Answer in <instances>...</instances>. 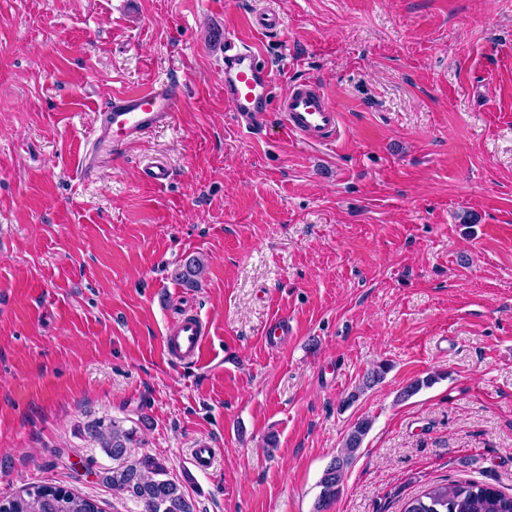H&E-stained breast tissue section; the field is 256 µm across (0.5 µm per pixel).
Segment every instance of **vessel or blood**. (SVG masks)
I'll return each instance as SVG.
<instances>
[{"label": "vessel or blood", "mask_w": 512, "mask_h": 512, "mask_svg": "<svg viewBox=\"0 0 512 512\" xmlns=\"http://www.w3.org/2000/svg\"><path fill=\"white\" fill-rule=\"evenodd\" d=\"M273 84L274 74L269 67L260 65L257 51L237 36H225L224 96L238 120L251 125L265 120L274 109L290 135L314 144L337 139L339 114L317 82L294 83L288 95L278 100L272 97ZM179 95V86L171 82L125 91L102 107L93 136L115 146L135 141L172 119ZM205 334L197 316H184L168 329L163 350L177 360L203 363Z\"/></svg>", "instance_id": "obj_1"}]
</instances>
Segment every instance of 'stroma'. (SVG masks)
<instances>
[{
  "label": "stroma",
  "mask_w": 512,
  "mask_h": 512,
  "mask_svg": "<svg viewBox=\"0 0 512 512\" xmlns=\"http://www.w3.org/2000/svg\"><path fill=\"white\" fill-rule=\"evenodd\" d=\"M262 9L273 33L248 23ZM228 34L275 96L319 83L339 138L240 127ZM162 81L170 122L85 170L101 107ZM191 257L195 288L174 278ZM188 312L201 367L162 350ZM142 417L197 512H313L365 417L328 512L466 480L512 494V0H0V495L53 483L141 512L88 428ZM372 427V420L363 418L358 420L350 429L341 452L336 455L323 471L320 479L322 487L319 498L315 504L314 512H321L322 508L330 505L340 493L343 476L350 464L354 453L361 447L365 436Z\"/></svg>",
  "instance_id": "1"
}]
</instances>
